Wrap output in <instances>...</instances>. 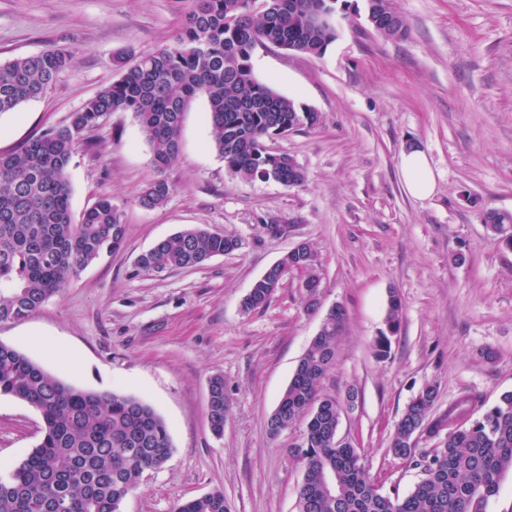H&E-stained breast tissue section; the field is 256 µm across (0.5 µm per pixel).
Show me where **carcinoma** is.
Segmentation results:
<instances>
[{"label":"carcinoma","mask_w":512,"mask_h":512,"mask_svg":"<svg viewBox=\"0 0 512 512\" xmlns=\"http://www.w3.org/2000/svg\"><path fill=\"white\" fill-rule=\"evenodd\" d=\"M187 2L185 21L172 43L129 67L120 62L118 77L65 124L0 154V322L29 317L89 264L124 244L126 225L112 198H100L77 222L71 210L74 158L86 146V131L113 112L133 114L150 145L153 166L162 174L179 154L188 102L203 94L214 146L232 173L286 187L306 181L297 162L270 151L266 140L312 127L319 115L259 80L251 55L258 45L324 55L338 36L334 17L349 9V0H268L260 10L252 8L251 0ZM73 59L72 52L48 46L0 64V114L42 96ZM170 192L171 185L159 177L146 186L140 204L161 206ZM483 223L512 247L511 215L487 210ZM231 240L199 226L184 227L156 242L138 258V266L154 274L197 267L234 252ZM297 267L304 268L312 284L307 308L315 310L320 277L306 243L253 283L245 308L265 306L281 277ZM345 317L343 307L329 309L267 419L266 427L281 431L300 418L306 421L307 446L299 453L290 449L303 467L297 512H479L512 471V392L473 420L469 398L431 416L437 393L426 386L405 409L390 452L414 457L420 431H445L446 439L422 454V476L406 495L387 494L369 475L360 450L338 441L341 406L324 388ZM386 323L388 333L374 341L378 357L387 355L390 336L401 323V303L394 294ZM2 395L36 408L43 436L9 480H0V512H119L144 473L160 468L173 450L167 423L142 399L67 385L0 343ZM227 409L224 377L214 376L208 384L207 417L217 437L224 432ZM327 475L334 478L332 492L324 489ZM175 512H225L224 491L188 499Z\"/></svg>","instance_id":"cac0c4a2"}]
</instances>
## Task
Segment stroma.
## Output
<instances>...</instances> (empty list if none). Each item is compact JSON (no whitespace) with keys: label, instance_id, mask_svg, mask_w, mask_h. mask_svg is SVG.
Listing matches in <instances>:
<instances>
[{"label":"stroma","instance_id":"stroma-1","mask_svg":"<svg viewBox=\"0 0 512 512\" xmlns=\"http://www.w3.org/2000/svg\"><path fill=\"white\" fill-rule=\"evenodd\" d=\"M393 2L404 37H384L350 13L321 57L270 45L252 53L260 81L320 115L267 142L306 171L302 185L231 174L201 94L183 114L162 206L139 203L156 172L132 113L109 114L87 132L70 171L72 211L111 197L125 242L31 316L0 323V342L65 384L135 395L166 421L172 454L121 512H174L215 489L227 512H296L303 469L289 450L305 423L274 439L266 421L335 305L347 317L325 388L340 401L357 389L339 434L360 448L384 492L406 493L421 477L390 445L425 386L437 390L438 415L473 396L478 416L512 391V249L482 222L489 209L512 213V0ZM186 9V0H0V63L49 46L75 54L42 98L0 114V152L66 123L116 78L118 57L170 43ZM413 146L436 178L426 200L404 186L400 156ZM273 219L284 224L277 237L264 229ZM189 225L243 245L195 268H138L142 253ZM301 242L315 254L319 309L307 310L293 272L266 306L244 311L252 283ZM393 293L401 327L380 358L373 342L387 330ZM216 375L229 402L219 437L207 421ZM41 425L35 408L0 396V480L39 444Z\"/></svg>","mask_w":512,"mask_h":512}]
</instances>
